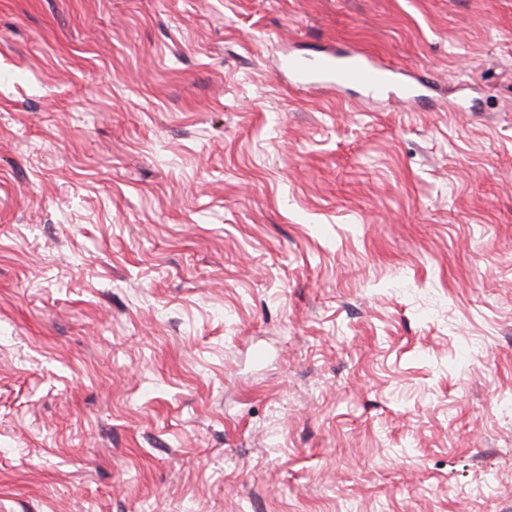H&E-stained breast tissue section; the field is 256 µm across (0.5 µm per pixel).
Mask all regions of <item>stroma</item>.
Masks as SVG:
<instances>
[{
	"label": "stroma",
	"instance_id": "1",
	"mask_svg": "<svg viewBox=\"0 0 512 512\" xmlns=\"http://www.w3.org/2000/svg\"><path fill=\"white\" fill-rule=\"evenodd\" d=\"M0 512H512V0H0ZM353 56V65L345 70H336L328 59L322 60L314 70H309L305 64L293 59L278 62V67L288 68L297 73L300 79L299 86L307 89L319 88L321 84L330 82L336 84V88L360 85L371 91L400 87L404 91L396 98L402 102H409L420 96L416 94V88L408 87L407 82L401 77L403 73L399 68L374 63L358 52Z\"/></svg>",
	"mask_w": 512,
	"mask_h": 512
}]
</instances>
